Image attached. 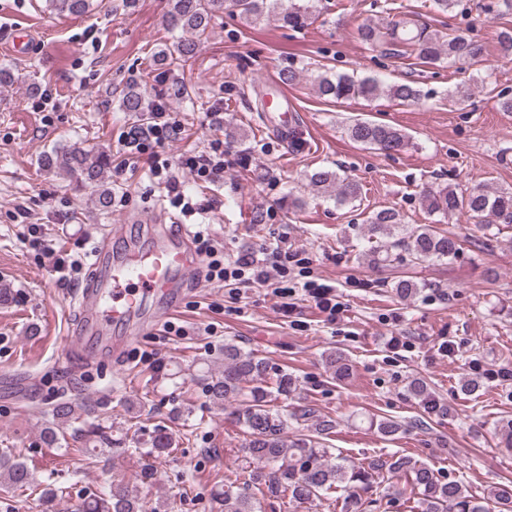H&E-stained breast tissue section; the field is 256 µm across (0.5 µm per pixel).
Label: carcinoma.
Instances as JSON below:
<instances>
[{
  "instance_id": "cac0c4a2",
  "label": "carcinoma",
  "mask_w": 512,
  "mask_h": 512,
  "mask_svg": "<svg viewBox=\"0 0 512 512\" xmlns=\"http://www.w3.org/2000/svg\"><path fill=\"white\" fill-rule=\"evenodd\" d=\"M45 8L56 16H81L93 10V2L45 0ZM226 10L237 13L249 24L274 17L290 27L302 28L314 19L317 5L316 0H288L286 6L282 0H170L168 27L180 36L156 52L158 62L171 65L194 56L197 38ZM358 35L373 47L383 46L393 55L408 53L429 65L444 61L472 65L483 61L484 57L483 46L462 29L447 33L402 17L380 24L365 23L359 27ZM314 85L318 96L326 101L373 99L384 95L407 103L419 97V91L407 81L386 85L373 77L357 79L347 74L319 73L314 77ZM470 95V87L458 85L448 93V104L462 109ZM119 109L136 118L144 116L148 107L140 85L133 83L125 88ZM346 133L353 142L385 154L399 153L410 144V137L402 130L362 118L351 120ZM111 165V156L106 152L76 144L57 146L41 158L44 172L101 185L98 203L104 209L108 208L112 194V189L106 186V174ZM309 185L340 206L352 205L361 196L360 185L355 180L329 168L313 172ZM420 200L428 214H438L445 219L464 213L482 228L512 224V189L430 186L421 191ZM398 231L403 232V236L397 242L403 244L416 263L452 260L462 250V240L457 235L433 224L410 229L394 209L376 211L364 220V236L369 240L393 237ZM423 288L422 283L407 275L395 277L392 283V292L403 300L417 296ZM326 365L336 380L349 378L350 360L342 351L328 352ZM203 381L206 396L213 404H237L234 414L245 435V464L238 472V486L224 489L220 512H263L261 498L268 494H286L290 501L300 503L341 498L345 512H366L375 500L365 494L380 478L404 481L416 498L417 512H512V482L493 486L485 497L478 499L462 481L444 482L432 468L409 455H379L363 466H355L309 435H288L291 423L299 421L311 422L312 431L318 435H328L334 428L333 420L316 414L308 405L288 408V397L296 390L295 377L284 370L268 376L267 362L232 339L224 342V363L208 368ZM406 388L427 408V414L448 413V407L432 397L424 377L409 379ZM69 429L84 436L95 448L113 444L101 424L80 420L76 406L62 398L52 405L51 421L43 429L42 439L50 447L57 446L66 440L65 431ZM175 448L172 434L156 427L144 447L136 452L160 460ZM38 487L46 500L56 498L61 492V487L54 483L36 482L33 470L15 449L0 451L1 490ZM79 512H158V508L146 509L124 480L114 479L106 490L80 495Z\"/></svg>"
}]
</instances>
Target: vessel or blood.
Returning a JSON list of instances; mask_svg holds the SVG:
<instances>
[{
	"mask_svg": "<svg viewBox=\"0 0 512 512\" xmlns=\"http://www.w3.org/2000/svg\"><path fill=\"white\" fill-rule=\"evenodd\" d=\"M201 264L193 235L184 229L164 226L149 239H129L118 254L110 241H102L90 276L74 299L76 340L85 348L120 354L173 313Z\"/></svg>",
	"mask_w": 512,
	"mask_h": 512,
	"instance_id": "b4317fda",
	"label": "vessel or blood"
}]
</instances>
